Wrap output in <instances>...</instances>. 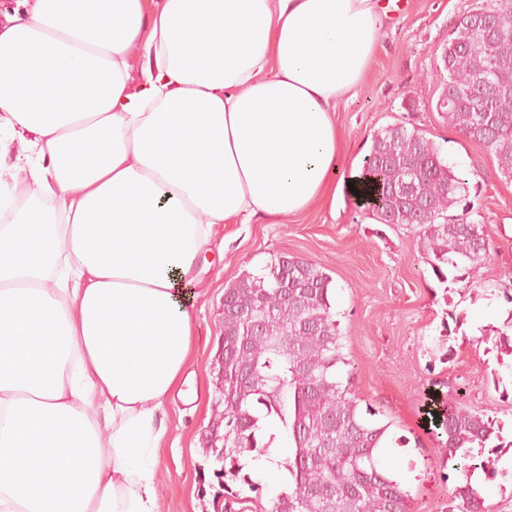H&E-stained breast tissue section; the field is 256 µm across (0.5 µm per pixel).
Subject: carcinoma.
<instances>
[{
  "instance_id": "obj_1",
  "label": "carcinoma",
  "mask_w": 512,
  "mask_h": 512,
  "mask_svg": "<svg viewBox=\"0 0 512 512\" xmlns=\"http://www.w3.org/2000/svg\"><path fill=\"white\" fill-rule=\"evenodd\" d=\"M446 50L437 109L486 145L512 180V93L494 99L490 112L473 97L482 77L512 83V25L492 41L476 26L457 25ZM361 176L379 223L418 228L420 257L439 282L448 281L450 269L467 272L489 259L486 225L469 220L474 205L465 180L420 130L397 123L374 134ZM331 283L318 263L276 254L224 290V336L215 357L224 447L204 449L224 512L240 500L236 484L259 492L243 459L269 454L276 425L288 432L283 467L291 491L277 496L271 512H410V491L381 464L383 449L408 440L394 436V421L381 411L361 406ZM427 400L437 448L424 464L458 478L444 512H492L477 485L495 473L498 458L490 450L512 447L501 422L465 405L458 390H433Z\"/></svg>"
}]
</instances>
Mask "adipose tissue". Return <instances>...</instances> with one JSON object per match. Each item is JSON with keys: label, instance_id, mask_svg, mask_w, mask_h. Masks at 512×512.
I'll list each match as a JSON object with an SVG mask.
<instances>
[{"label": "adipose tissue", "instance_id": "obj_1", "mask_svg": "<svg viewBox=\"0 0 512 512\" xmlns=\"http://www.w3.org/2000/svg\"><path fill=\"white\" fill-rule=\"evenodd\" d=\"M376 0H35L0 20V512H157L216 225L355 191Z\"/></svg>", "mask_w": 512, "mask_h": 512}]
</instances>
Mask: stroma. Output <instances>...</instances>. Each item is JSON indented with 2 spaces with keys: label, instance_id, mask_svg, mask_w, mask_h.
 Here are the masks:
<instances>
[{
  "label": "stroma",
  "instance_id": "obj_1",
  "mask_svg": "<svg viewBox=\"0 0 512 512\" xmlns=\"http://www.w3.org/2000/svg\"><path fill=\"white\" fill-rule=\"evenodd\" d=\"M496 0H412L408 14L390 18L382 44L361 84L336 114L345 164L362 165L375 133L402 123L441 146L455 174L466 180L477 214L493 243L490 261L461 279L440 283L420 259L413 227L381 224L348 194L315 205L284 224H225L223 248L208 255L207 288L193 300L195 336L192 406L173 399L171 428L158 450V512H214L204 474V442L214 423V359L223 336L224 290L242 271H256L272 255L313 260L332 277L333 310L345 352L357 367L362 401L394 420L410 446L385 456L411 492V512H441L456 485L441 472H421L432 454V423L422 413L428 384L447 382L467 406L512 432V357L498 355L488 334L512 316V181L494 154L462 136L436 108L445 71L442 53L463 13ZM461 321L445 334L447 312ZM452 345L442 361L443 345ZM494 479L481 493L494 512H512V448L503 449Z\"/></svg>",
  "mask_w": 512,
  "mask_h": 512
}]
</instances>
